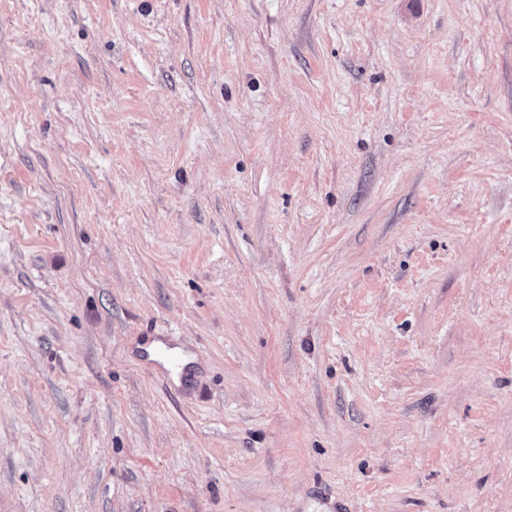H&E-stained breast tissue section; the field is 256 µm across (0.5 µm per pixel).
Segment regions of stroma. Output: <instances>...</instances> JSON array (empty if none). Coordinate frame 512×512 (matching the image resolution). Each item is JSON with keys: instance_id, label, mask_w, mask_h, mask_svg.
I'll list each match as a JSON object with an SVG mask.
<instances>
[{"instance_id": "1", "label": "stroma", "mask_w": 512, "mask_h": 512, "mask_svg": "<svg viewBox=\"0 0 512 512\" xmlns=\"http://www.w3.org/2000/svg\"><path fill=\"white\" fill-rule=\"evenodd\" d=\"M338 505L512 512V0H0V512Z\"/></svg>"}]
</instances>
